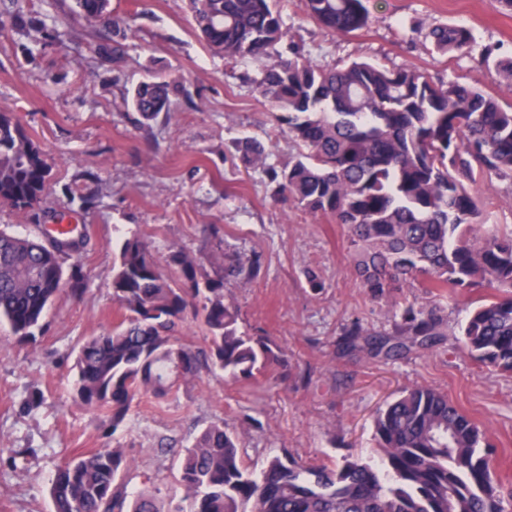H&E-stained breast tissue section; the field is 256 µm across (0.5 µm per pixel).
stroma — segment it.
Returning a JSON list of instances; mask_svg holds the SVG:
<instances>
[{
  "label": "stroma",
  "instance_id": "obj_1",
  "mask_svg": "<svg viewBox=\"0 0 512 512\" xmlns=\"http://www.w3.org/2000/svg\"><path fill=\"white\" fill-rule=\"evenodd\" d=\"M70 4L0 0V14L19 7L32 20L57 23L55 37L39 45L31 29L0 28V104L14 108L52 166L39 220L0 207V227L33 235L39 224L68 213L90 238L85 293L55 301L35 344L18 342L0 325V447L18 452L15 465L0 467V512H51L57 465L115 442L132 461L130 490L155 493L162 512H172L181 496L178 455L195 430L218 419L244 431L243 456L255 469L282 452L315 464L366 457L377 409L415 385L447 392L489 434L495 473L512 486V374L482 367L462 349L461 327L478 291L461 292L446 307L444 334L428 347L389 359L345 350V325L390 328L422 291L402 288L373 299L356 274L344 228L275 200L267 175L244 169L235 150L242 139L261 142L279 169L297 156L255 89L257 63L212 53L182 0H111L125 24L110 37L124 56L104 61L86 51L77 21L62 24ZM368 8L367 27L347 35L320 27L303 0H285L283 18L289 39L303 44L313 63L364 59L417 68L436 80L475 85L512 107L511 79L477 59L437 53L425 37L432 26L462 24L477 48L495 47L497 58L510 60L512 11L500 0H369ZM157 75L182 78L192 101L146 124L122 101L129 88ZM96 191V208L77 210L69 202ZM204 224L223 227L228 250L260 255L259 276L247 285L230 282L228 291L240 330L277 344L288 376L228 382L221 371L205 369L164 401L139 396L128 424L109 433L73 404L70 369L82 338L121 320L111 288L118 247L146 234L158 259L173 246L199 252ZM310 270L322 290L309 287ZM32 394L42 403L23 413ZM163 443L168 453H159Z\"/></svg>",
  "mask_w": 512,
  "mask_h": 512
}]
</instances>
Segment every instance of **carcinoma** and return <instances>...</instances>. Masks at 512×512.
<instances>
[{
  "label": "carcinoma",
  "mask_w": 512,
  "mask_h": 512,
  "mask_svg": "<svg viewBox=\"0 0 512 512\" xmlns=\"http://www.w3.org/2000/svg\"><path fill=\"white\" fill-rule=\"evenodd\" d=\"M102 0H74L72 17L95 38L122 20L102 13ZM279 0H189L208 48L226 60L262 62L254 80L281 113L296 143L294 163L272 172L274 193L347 229L350 254L364 288L384 298L397 288H422L427 301L402 309L392 331L355 321L346 349L396 357L429 345L445 325L441 300L480 288L485 296L461 328L462 348L476 362L512 372V225L488 223L490 202L474 187L493 179L512 184V108L482 89L437 82L413 68L352 60L331 68L312 63L288 40ZM368 0H304L319 25L348 34L369 22ZM443 54H465L472 31L438 25L427 34ZM89 49L117 62L119 45ZM191 95L178 80H147L123 99L149 122ZM248 169L266 166L264 146L241 141ZM51 165L15 113L0 106V204L37 216ZM201 233L206 250L172 246L166 268L143 236L125 239L113 268L118 325L85 339L73 364L72 401L117 431L135 399L166 398L179 383L213 367L233 382L285 365L264 336L238 328L230 281L258 277L259 260L224 248L214 224ZM88 236H19L0 229V322L20 342L36 343L61 293L85 291L81 261ZM200 322L204 345L178 333ZM377 458L339 466L303 465L284 453L256 472L244 464L241 434L218 420L180 453V504L172 512H512L487 454L486 432L443 391L416 385L381 407L373 424ZM130 462L119 444L81 452L62 463L50 485L52 512H160L152 495L127 492Z\"/></svg>",
  "instance_id": "1"
}]
</instances>
